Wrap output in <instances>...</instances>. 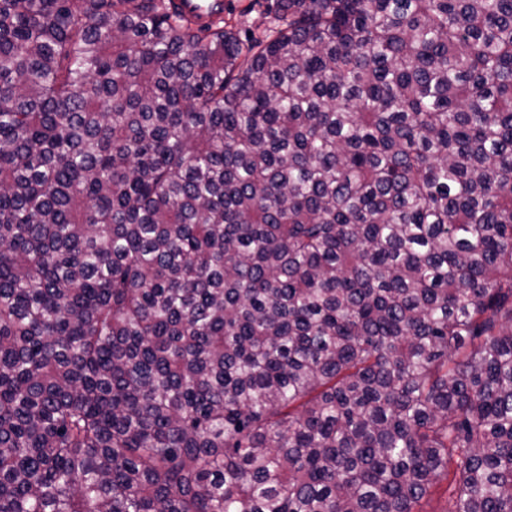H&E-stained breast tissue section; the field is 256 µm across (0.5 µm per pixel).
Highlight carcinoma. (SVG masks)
I'll use <instances>...</instances> for the list:
<instances>
[{"instance_id": "carcinoma-1", "label": "carcinoma", "mask_w": 512, "mask_h": 512, "mask_svg": "<svg viewBox=\"0 0 512 512\" xmlns=\"http://www.w3.org/2000/svg\"><path fill=\"white\" fill-rule=\"evenodd\" d=\"M0 0V512H512V0ZM251 1L254 0H178V4L188 18L197 20L200 16L202 21H208L223 16L225 20L230 15L234 17Z\"/></svg>"}]
</instances>
